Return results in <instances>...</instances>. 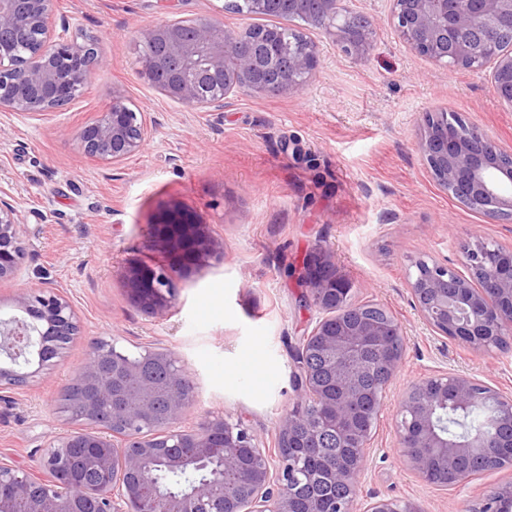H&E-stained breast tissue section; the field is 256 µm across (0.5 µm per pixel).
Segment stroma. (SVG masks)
Listing matches in <instances>:
<instances>
[{
  "mask_svg": "<svg viewBox=\"0 0 512 512\" xmlns=\"http://www.w3.org/2000/svg\"><path fill=\"white\" fill-rule=\"evenodd\" d=\"M227 2L57 0V21L71 36L95 37L103 65L61 110L0 111V186L19 202L27 230L23 268L16 281L0 283V302L44 281L70 300L82 328L56 369L23 389H0V459L31 467L66 430L59 394L92 338L132 354L172 352L195 384L185 425L219 414L274 448L281 417L302 401L293 355L319 312L306 304L301 276L304 258L321 246L352 281L353 301L384 306L405 335L362 497L462 512L512 483V469L437 490L406 470L395 414L410 382L446 372L512 395V348L478 354L430 331L409 275L420 258L465 271L463 237L512 249V222L491 221L444 191L417 139L426 113L453 112L512 153V109L498 102L490 69L439 65L404 44L390 22L391 0H342L379 24L363 59L299 24L318 43L320 62L298 96L236 94L219 110L165 96L142 72L138 30L200 18L229 30L256 24L226 11ZM116 94L144 112L150 136L140 153L113 165L83 153L76 134ZM172 211L209 225L224 242V260L178 281L170 314L156 318L129 302L121 274L129 261L160 260L149 226Z\"/></svg>",
  "mask_w": 512,
  "mask_h": 512,
  "instance_id": "1",
  "label": "stroma"
}]
</instances>
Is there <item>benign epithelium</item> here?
<instances>
[{
    "label": "benign epithelium",
    "mask_w": 512,
    "mask_h": 512,
    "mask_svg": "<svg viewBox=\"0 0 512 512\" xmlns=\"http://www.w3.org/2000/svg\"><path fill=\"white\" fill-rule=\"evenodd\" d=\"M251 15L287 13L323 31L349 55L366 57L378 24L351 19L341 0H246ZM56 0H0V110L42 115L70 103L101 59L91 56L93 41L55 34ZM391 19L413 51L455 67L491 66L493 90L512 109V54L497 39L512 31V0H392ZM249 30L229 31L213 19H198L190 33L178 21L139 29L147 51L142 69L168 97L195 108L224 106L229 94L298 95L319 63L311 40L262 42L254 47ZM149 137L143 113L125 97L112 104L76 139L84 153L120 163L139 153ZM419 148L439 186L491 213L512 217V155L457 116L429 112ZM167 255L165 263L136 262L122 283L131 304L155 317L169 314L177 279L188 266L224 259V244L206 224L175 212L151 225ZM19 203L0 189V281L15 278L26 257ZM468 274L436 262L415 261L410 282L415 305L430 328L476 352L512 343V250L483 240H460ZM308 300L324 312L296 352L297 386L307 403L284 415L278 426L285 443L278 463L242 423L222 415L202 419L193 429L180 423L194 402L184 368L163 349L131 355L113 341L94 338L85 362L64 388L75 392L62 404L70 427L58 434L37 460L53 474L42 482L0 460V512H353L367 467L372 428L355 410L383 412L384 394L362 379L375 372L388 389L404 352L401 323L362 315L349 300L352 283L339 274L331 255L319 247L306 265ZM13 313L0 314V387H22L54 369L80 333L70 302L39 282L21 288ZM157 367L164 378L146 377ZM140 376L130 393L116 388L126 376ZM449 405L490 411L495 434L466 440L448 437L437 424V410ZM398 416V447L403 464L430 482L435 465L447 470L440 488L469 479L461 461L483 452L485 466L512 465L496 449L512 446V396L474 378L451 374L409 384ZM336 438L341 460L328 458L312 470L308 460L322 455V442ZM208 469L210 477L173 493L159 488L153 469ZM238 493L224 492V478ZM366 512H421L411 500L374 496ZM464 512H512V484L492 490Z\"/></svg>",
    "instance_id": "7a95c632"
}]
</instances>
